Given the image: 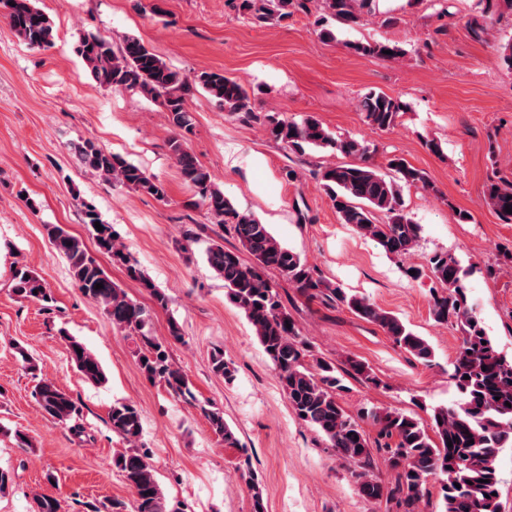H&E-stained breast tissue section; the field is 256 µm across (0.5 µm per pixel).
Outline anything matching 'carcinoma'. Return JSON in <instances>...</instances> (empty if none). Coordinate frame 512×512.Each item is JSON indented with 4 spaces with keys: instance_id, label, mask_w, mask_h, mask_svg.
Returning a JSON list of instances; mask_svg holds the SVG:
<instances>
[{
    "instance_id": "obj_1",
    "label": "carcinoma",
    "mask_w": 512,
    "mask_h": 512,
    "mask_svg": "<svg viewBox=\"0 0 512 512\" xmlns=\"http://www.w3.org/2000/svg\"><path fill=\"white\" fill-rule=\"evenodd\" d=\"M372 5L373 0H240L238 9L259 22L271 23L313 8L321 13V36L332 40L335 34L328 21L356 24L363 13L372 11ZM0 8L11 29L27 45L32 48L53 45V27L36 6V0H0ZM353 49L363 55L381 57L386 50L392 51V58L402 54L396 44L381 41L357 43ZM74 52L82 62L84 73L101 86L143 94L167 112L174 131L170 148L183 181L198 196L199 204L217 223L233 231L253 258L249 264L239 254L214 243L207 250L208 263L224 279L230 302L251 325L296 416L315 428L328 447L336 451V456L350 466L359 494L371 502H385L387 512H422L421 504L434 481L440 485V512H500L497 458L501 449L512 447V360L498 352L469 307L468 271L458 259L448 252H435L427 261L436 283L431 314L437 323L459 332L450 377L460 398L451 406L434 409L435 436H430L419 420L401 412L364 407L355 416L347 413L339 402L340 392L346 389L344 376L365 383L376 382L375 377L366 365L356 360L349 361V368L340 372L327 360L313 356L279 292L264 277L265 270L279 271L309 298L321 297L344 306L359 318L381 327L396 346L422 362L432 360L433 349L394 314L316 275L300 254L273 236L269 225L251 214L239 212L208 170L185 148V135L194 125L193 114L186 106L192 90L203 89L230 114L248 115L252 109L246 88L215 71H201L188 79L132 36L115 46L94 34H85ZM358 107L368 125L386 131L396 125L403 105L384 93L371 92L359 101ZM265 131L270 140L295 153L315 148L360 157L357 164L326 166L318 172L340 220L352 225L389 255L402 256L414 249L421 226L405 213L403 189L428 187L423 171L394 156L387 160L388 172L382 173L370 161L366 145L352 138L333 137L312 116L298 122L272 115L266 120ZM71 149L82 166L104 181L161 201L166 198V188L155 176L106 151L94 140L84 139L72 144ZM484 201L504 221L512 223V214L505 211L508 206L512 208V182L490 185ZM82 208L84 224L97 252L108 256L112 264L124 267L127 276L157 306L167 307L166 295L132 263L112 225L102 222L94 205L84 201ZM97 222L103 230L95 228ZM44 228L54 250L68 262L82 295L101 306L116 329L137 337L140 342L137 362L142 374L150 382L163 384L189 402L197 403L188 378L171 359V343L183 339L179 322L169 320L166 338L152 335L147 329L144 308L112 281L83 239L70 234L60 224H46ZM13 281L17 299L52 301L43 279L34 270L26 266L15 269ZM98 283L103 288H96ZM60 335L85 380L96 385L105 382L104 370L95 354L67 331H60ZM35 398L52 420L70 426L76 434L82 433L79 406L56 383L41 380L36 385ZM200 410L212 433L224 445L238 446L222 409L209 403ZM366 420L378 428V437L373 441L362 428ZM109 423L112 432L129 444V448L114 458V465L134 490L135 498L131 504L108 500L92 512H182L166 506L149 451L140 444L143 423L137 407L126 402L113 404ZM376 456L394 471L392 481L386 483L375 473Z\"/></svg>"
}]
</instances>
